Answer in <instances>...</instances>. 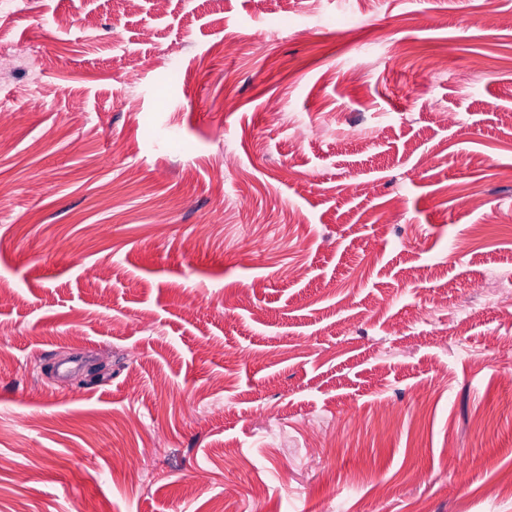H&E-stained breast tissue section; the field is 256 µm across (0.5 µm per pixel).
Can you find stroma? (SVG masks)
I'll use <instances>...</instances> for the list:
<instances>
[{"label": "stroma", "mask_w": 512, "mask_h": 512, "mask_svg": "<svg viewBox=\"0 0 512 512\" xmlns=\"http://www.w3.org/2000/svg\"><path fill=\"white\" fill-rule=\"evenodd\" d=\"M15 43L0 512H512V0H30Z\"/></svg>", "instance_id": "stroma-1"}]
</instances>
